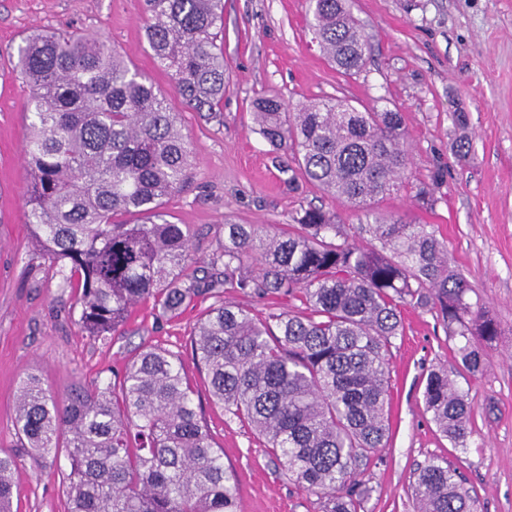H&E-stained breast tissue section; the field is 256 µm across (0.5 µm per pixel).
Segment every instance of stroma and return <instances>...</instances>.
<instances>
[{
    "mask_svg": "<svg viewBox=\"0 0 512 512\" xmlns=\"http://www.w3.org/2000/svg\"><path fill=\"white\" fill-rule=\"evenodd\" d=\"M370 45L364 69L340 76L307 25V0H224L223 115L205 120L187 108L145 35L143 0H0V456L17 461L13 512H63L56 468L25 448L14 427L13 401L26 374L64 399L77 381H104L123 370L141 345L178 352L215 447L235 469L240 512H323L268 455L251 428L208 399V381L191 357L190 339L206 303L157 318L139 304L121 336L91 341L75 321L80 307L31 239L25 205L29 169L22 159L29 118L26 86L11 76L22 36L35 29L99 32L167 96L192 148L190 176L164 200L170 221L188 225L197 266L224 238L222 225L288 224L317 207L364 223L317 187H288L286 153L256 133L254 100L276 95L290 107L344 96L355 107L402 115L413 152L408 184L378 205L432 225L448 248V264L470 286L500 333L484 347V369L459 368L458 337L436 310L409 308L392 340L391 431L385 448L361 465L368 495L360 512H417L411 484L429 458L448 459L466 479L473 512H512V0H350ZM469 117L467 131L455 113ZM468 134L472 149L453 146ZM427 184L434 204L414 198ZM448 372L474 406L466 447L443 437L423 405L431 370Z\"/></svg>",
    "mask_w": 512,
    "mask_h": 512,
    "instance_id": "obj_1",
    "label": "stroma"
}]
</instances>
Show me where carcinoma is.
<instances>
[{"label": "carcinoma", "instance_id": "cac0c4a2", "mask_svg": "<svg viewBox=\"0 0 512 512\" xmlns=\"http://www.w3.org/2000/svg\"><path fill=\"white\" fill-rule=\"evenodd\" d=\"M309 5L325 56L346 77L359 72L368 40L348 0ZM144 12L149 47L184 105L217 117L228 88L217 45L224 0H144ZM15 70L28 89L27 222L63 287L79 293L81 334L112 339L143 302L164 317L213 300L192 337L212 402L264 439L324 512H358L359 465L386 446L388 355L402 310H437L464 339L458 364L469 373L482 367L481 343L498 336L430 225L375 209L410 178L401 114L360 112L342 97L292 112L276 96L257 99L255 130L288 152V184L302 178L362 210L381 248L358 245L338 216L309 208L283 226L224 223L199 277L187 273L190 230L161 212L191 156L162 91L101 33L37 30L18 45ZM232 293L297 300L304 312L262 316L226 301ZM423 401L441 434L466 447L474 408L447 372H429ZM14 423L35 456L64 454L65 512H238L235 473L172 351L145 346L113 380L79 382L62 402L29 374ZM15 468L0 456V512H12ZM411 489L420 512H472L446 459L420 466Z\"/></svg>", "mask_w": 512, "mask_h": 512}]
</instances>
